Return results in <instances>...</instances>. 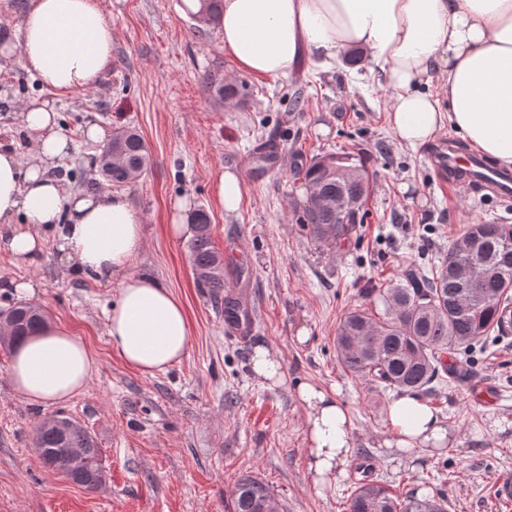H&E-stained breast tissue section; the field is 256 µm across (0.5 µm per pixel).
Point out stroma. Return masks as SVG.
I'll return each instance as SVG.
<instances>
[{"mask_svg":"<svg viewBox=\"0 0 512 512\" xmlns=\"http://www.w3.org/2000/svg\"><path fill=\"white\" fill-rule=\"evenodd\" d=\"M112 21V66L94 88L59 95L0 53V149L32 159L33 135L21 108L53 106L74 147L50 173L72 192L95 189L102 142L88 140L131 127L143 136L151 165L124 186L145 217L146 243L135 262L183 301L192 326L188 356L168 372L144 376L124 364L107 335L105 313L118 277L79 276L57 252L46 227L38 264L0 255V311L17 305L7 285L28 281L30 301L50 323L88 342L98 370L85 392L62 405L101 450L104 484L87 490L46 467L33 435L46 412L17 395L6 379L10 347L0 346V512H225L237 479L267 484L280 512H346L359 462L392 493H445L448 512H512L495 496L512 479V337L489 336L452 363L448 377L422 399L461 441L441 453L415 455L386 447L392 392L344 371L336 330L352 311L380 314V292L413 266L447 252L471 224H512V198L476 195L440 180L428 146L415 149L393 134L383 79L341 63L290 77L240 74L214 27L182 13L181 0H100ZM214 71L242 83L227 105L204 93ZM279 142L278 165L253 161ZM357 155L372 176L367 215L351 242L322 253L296 222L306 201L303 171L339 150ZM235 171L244 185L236 213L220 204L219 178ZM205 209L224 255V289H251L256 328L246 343L224 333V308L193 275L188 242H171L166 226L175 202ZM268 347L288 380L274 385L252 369ZM305 381L336 392L352 415L353 455L347 477L318 490L308 469L304 410L295 394ZM492 387L494 403L478 386Z\"/></svg>","mask_w":512,"mask_h":512,"instance_id":"obj_1","label":"stroma"}]
</instances>
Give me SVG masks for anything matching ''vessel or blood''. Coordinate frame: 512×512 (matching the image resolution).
<instances>
[{
    "instance_id": "vessel-or-blood-1",
    "label": "vessel or blood",
    "mask_w": 512,
    "mask_h": 512,
    "mask_svg": "<svg viewBox=\"0 0 512 512\" xmlns=\"http://www.w3.org/2000/svg\"><path fill=\"white\" fill-rule=\"evenodd\" d=\"M434 168L438 175L453 183L463 182L469 187L488 191L500 198L512 196V175L487 165L478 156L463 152L455 145L443 143L432 151ZM254 330L251 299L237 292L224 310V331L232 339L245 341Z\"/></svg>"
}]
</instances>
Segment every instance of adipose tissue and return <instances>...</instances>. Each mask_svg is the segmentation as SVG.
Segmentation results:
<instances>
[{"label":"adipose tissue","instance_id":"1","mask_svg":"<svg viewBox=\"0 0 512 512\" xmlns=\"http://www.w3.org/2000/svg\"><path fill=\"white\" fill-rule=\"evenodd\" d=\"M217 32L245 75L289 77L364 50L369 72L385 76L388 122L402 144L422 146L449 126L470 150L512 170V0H223ZM0 49L19 53L48 88L86 90L112 64V23L97 0H28ZM21 116L36 135L34 160L0 151V222L11 227L0 252L37 263L46 248L39 226H57V248L76 274L120 278L106 328L122 361L143 375L167 372L188 355L192 328L171 288L132 269L144 248L143 214L122 192H66L48 174L72 150L55 112L30 104ZM96 370L82 337L46 323L14 342L7 376L44 409L82 393ZM296 394L308 468L316 486L332 487L351 462L352 417L313 384L297 383ZM388 415L386 447L430 454L459 443L418 396L392 400Z\"/></svg>","mask_w":512,"mask_h":512}]
</instances>
